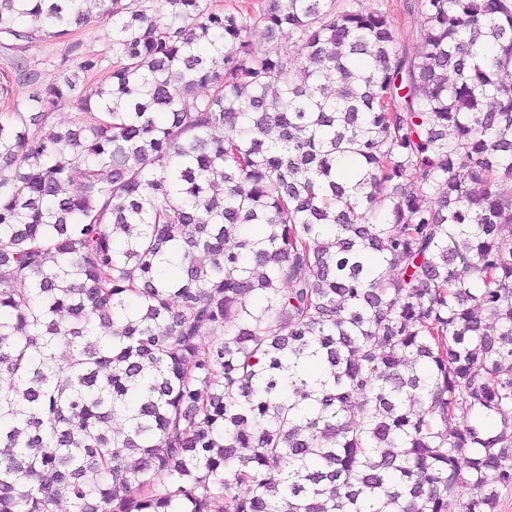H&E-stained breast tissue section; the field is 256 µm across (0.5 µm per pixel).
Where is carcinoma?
Returning a JSON list of instances; mask_svg holds the SVG:
<instances>
[{"mask_svg":"<svg viewBox=\"0 0 512 512\" xmlns=\"http://www.w3.org/2000/svg\"><path fill=\"white\" fill-rule=\"evenodd\" d=\"M405 7L0 0L113 59L0 113V512H496L512 0ZM337 9L353 6L365 11H387L395 20L398 42L408 54L415 55L420 50V41L417 32V19H410L403 15L405 0H335Z\"/></svg>","mask_w":512,"mask_h":512,"instance_id":"obj_1","label":"carcinoma"}]
</instances>
